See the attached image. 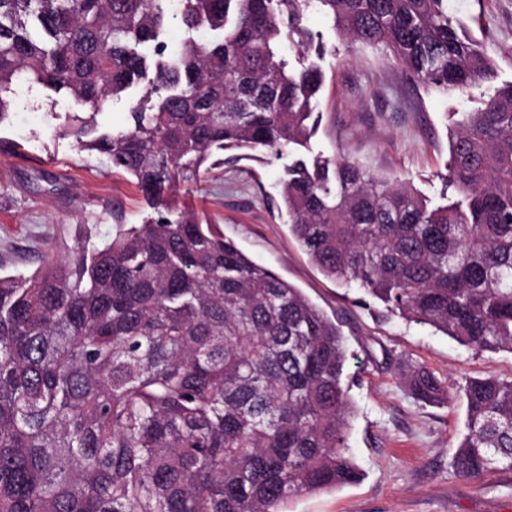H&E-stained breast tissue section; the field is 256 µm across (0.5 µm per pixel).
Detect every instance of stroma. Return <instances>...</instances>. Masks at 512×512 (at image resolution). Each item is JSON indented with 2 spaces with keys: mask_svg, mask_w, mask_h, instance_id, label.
Masks as SVG:
<instances>
[{
  "mask_svg": "<svg viewBox=\"0 0 512 512\" xmlns=\"http://www.w3.org/2000/svg\"><path fill=\"white\" fill-rule=\"evenodd\" d=\"M497 67L512 82V0H449ZM321 34L327 53L322 115L312 153L349 159L378 177L411 180L438 199L448 161V115L474 111L487 87L444 96L411 80L382 48L342 43L317 8L304 20ZM84 109L61 95L19 88L0 139L19 154H0V272L30 275L45 259L79 244L111 242L120 224H137L149 207L132 178L101 155L79 150L68 130ZM283 163L240 160L207 174L181 196L219 224L256 263L300 288L341 327L349 353L354 417L348 445L363 480L344 488L305 492L285 512H512V470L480 479L452 467L464 430L465 406L412 397L399 382V363L424 365L453 390L469 379H512V354L478 351L430 327L362 304L359 293L326 279L283 224L277 209Z\"/></svg>",
  "mask_w": 512,
  "mask_h": 512,
  "instance_id": "stroma-1",
  "label": "stroma"
}]
</instances>
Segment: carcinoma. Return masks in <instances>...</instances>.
<instances>
[{"mask_svg": "<svg viewBox=\"0 0 512 512\" xmlns=\"http://www.w3.org/2000/svg\"><path fill=\"white\" fill-rule=\"evenodd\" d=\"M312 3L441 94L492 89L448 128L440 201L311 154L326 53ZM287 42L305 54L290 61ZM497 79L448 0H0V124L21 84L94 114L141 88L124 128L71 134L154 210L103 247L0 276V512H280L361 480L340 327L173 200L244 151L288 159L278 210L324 277L512 353V82ZM400 378L451 399L424 366ZM462 398L456 475L512 469V380L471 379Z\"/></svg>", "mask_w": 512, "mask_h": 512, "instance_id": "cac0c4a2", "label": "carcinoma"}]
</instances>
